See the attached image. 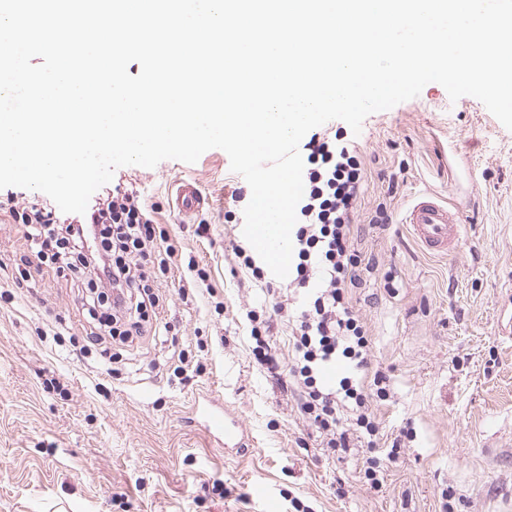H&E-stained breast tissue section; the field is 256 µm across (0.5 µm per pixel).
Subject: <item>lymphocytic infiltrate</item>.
Returning <instances> with one entry per match:
<instances>
[{"label":"lymphocytic infiltrate","mask_w":512,"mask_h":512,"mask_svg":"<svg viewBox=\"0 0 512 512\" xmlns=\"http://www.w3.org/2000/svg\"><path fill=\"white\" fill-rule=\"evenodd\" d=\"M304 195L291 233L293 255L288 282L258 262L249 242L236 241L238 269L264 300L248 309L251 355L261 369L276 372L280 357L273 339L275 322L288 329L291 359L287 373L299 407L322 447L352 455L370 488L381 481L374 456L396 459L400 438L380 450V426L373 400H387V378L370 372L371 338L351 299L365 287L373 264L360 251L353 218L363 193L366 164L342 134L312 135L306 143ZM25 236L39 263L81 288L83 305L97 329L96 341L131 342L152 329L159 295L155 272H168L178 254L156 231L154 209L125 183L98 194L85 214L59 218L37 202L23 206ZM349 373L329 380L324 370L336 360Z\"/></svg>","instance_id":"1"}]
</instances>
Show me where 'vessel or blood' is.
<instances>
[{"mask_svg":"<svg viewBox=\"0 0 512 512\" xmlns=\"http://www.w3.org/2000/svg\"><path fill=\"white\" fill-rule=\"evenodd\" d=\"M206 200L196 183L179 181L174 185V204L185 217L199 213ZM403 223L430 255L445 257L457 252L462 243L461 217L437 194H418L404 212ZM191 419L212 437L216 447L247 454L250 439L239 418L228 408L218 404L212 391L199 392L192 403Z\"/></svg>","mask_w":512,"mask_h":512,"instance_id":"1","label":"vessel or blood"}]
</instances>
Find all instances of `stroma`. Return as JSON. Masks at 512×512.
Returning a JSON list of instances; mask_svg holds the SVG:
<instances>
[{"mask_svg":"<svg viewBox=\"0 0 512 512\" xmlns=\"http://www.w3.org/2000/svg\"><path fill=\"white\" fill-rule=\"evenodd\" d=\"M367 168L355 216L359 248L375 262L353 306L372 338L371 362L390 397L372 409L387 437L408 430L382 485L358 462L321 448L293 390L249 350L231 241L251 198L227 153L155 168H118L207 284L183 290L184 271L158 282L160 327L103 359L73 283L41 268L21 222L0 209V512H512V131L471 96L427 84L416 98L369 115L354 138ZM197 181L208 197L186 218L170 189ZM461 204L462 250L428 256L403 211L423 191ZM386 202L384 226L374 223ZM59 340L44 338L47 330ZM191 349L201 371H177ZM57 387H47L49 379ZM211 388L251 439L246 455L213 446L186 419ZM223 492H215V482Z\"/></svg>","mask_w":512,"mask_h":512,"instance_id":"stroma-1","label":"stroma"}]
</instances>
